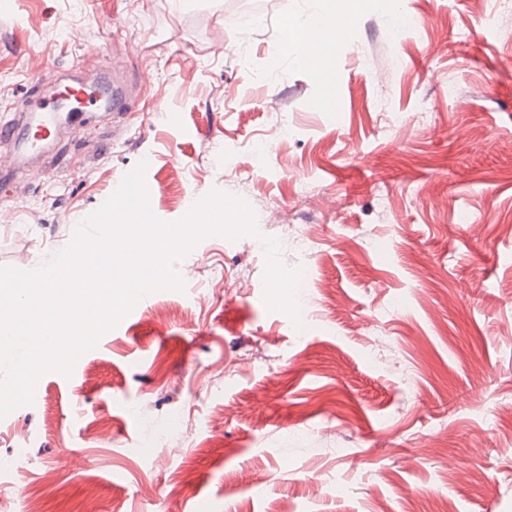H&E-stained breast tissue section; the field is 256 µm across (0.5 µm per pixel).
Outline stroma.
Instances as JSON below:
<instances>
[{"label":"stroma","mask_w":512,"mask_h":512,"mask_svg":"<svg viewBox=\"0 0 512 512\" xmlns=\"http://www.w3.org/2000/svg\"><path fill=\"white\" fill-rule=\"evenodd\" d=\"M250 2L0 0V121L34 81L130 83L123 42L154 65L125 133L95 117L0 174V267L67 247L147 156L160 221L197 193L244 199L314 300L296 331L266 306L253 236L201 240L183 290L148 295L0 420V456L27 461L0 495L42 512H512V40L483 20L495 0H398L399 32L386 0H341L321 71L282 53V17L312 0H264L243 45Z\"/></svg>","instance_id":"35a3bbf8"}]
</instances>
